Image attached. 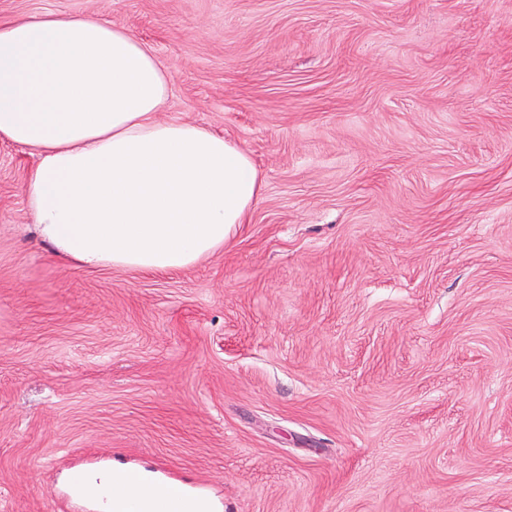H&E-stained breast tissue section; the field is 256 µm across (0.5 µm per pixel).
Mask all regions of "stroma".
<instances>
[{"mask_svg":"<svg viewBox=\"0 0 512 512\" xmlns=\"http://www.w3.org/2000/svg\"><path fill=\"white\" fill-rule=\"evenodd\" d=\"M92 13L262 182L167 273L57 262L0 139V512L121 467L215 512H512V0H0Z\"/></svg>","mask_w":512,"mask_h":512,"instance_id":"35a3bbf8","label":"stroma"}]
</instances>
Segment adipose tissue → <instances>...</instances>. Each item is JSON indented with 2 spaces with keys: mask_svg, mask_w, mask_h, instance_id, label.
<instances>
[{
  "mask_svg": "<svg viewBox=\"0 0 512 512\" xmlns=\"http://www.w3.org/2000/svg\"><path fill=\"white\" fill-rule=\"evenodd\" d=\"M172 77L131 32L96 15L0 26V138L28 147L36 232L64 265L169 272L223 248L259 201L242 147L164 122ZM105 512H210L147 478L101 472L77 484Z\"/></svg>",
  "mask_w": 512,
  "mask_h": 512,
  "instance_id": "obj_1",
  "label": "adipose tissue"
}]
</instances>
